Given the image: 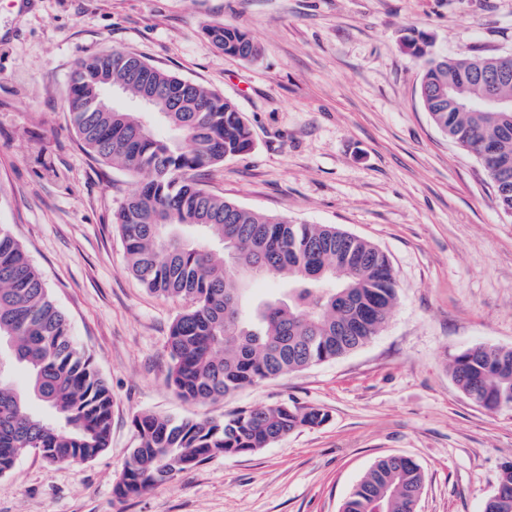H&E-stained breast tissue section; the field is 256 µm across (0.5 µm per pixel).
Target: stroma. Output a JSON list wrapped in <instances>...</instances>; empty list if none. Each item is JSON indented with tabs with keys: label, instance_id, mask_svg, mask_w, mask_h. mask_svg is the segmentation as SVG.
Segmentation results:
<instances>
[{
	"label": "stroma",
	"instance_id": "1",
	"mask_svg": "<svg viewBox=\"0 0 512 512\" xmlns=\"http://www.w3.org/2000/svg\"><path fill=\"white\" fill-rule=\"evenodd\" d=\"M216 23L248 31L260 57L216 48L203 31ZM412 29L440 56L509 53L512 0H0V224L112 390L109 448L86 462L22 456L0 476V512H340L389 455L424 472L417 512H482L512 463V408L473 403L448 364L512 347V215L424 110ZM114 49L237 104L254 147L205 173L211 193L388 257L397 298L367 344L217 401L177 396L166 342L190 302L129 271L113 216L137 181L91 158L65 107L75 65ZM284 402L329 418L114 497L137 415L220 420Z\"/></svg>",
	"mask_w": 512,
	"mask_h": 512
}]
</instances>
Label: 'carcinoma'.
<instances>
[{
  "mask_svg": "<svg viewBox=\"0 0 512 512\" xmlns=\"http://www.w3.org/2000/svg\"><path fill=\"white\" fill-rule=\"evenodd\" d=\"M205 34L224 53L254 60L258 45L237 27L212 24ZM404 46L422 62L419 98L434 124L457 145L496 154V200L512 211V112H460L441 96L452 82L457 99L492 92L512 100V74L470 70L472 55L438 58L425 34ZM125 85L137 99L144 87L173 88L180 77L115 49L80 63L66 107L83 148L95 160L132 172L138 188L115 214L128 269L149 291L182 296L190 306L171 323L168 381L187 403L221 399L245 387L336 359L367 343L388 319L397 288L387 257L372 243L323 224H292L208 191L199 172L247 154L252 133L236 103L196 82L183 89L182 112L95 110L99 76ZM163 122L170 135L153 130ZM282 278L280 297L247 308L258 275ZM27 375L17 387L0 365V476L28 452L64 463L90 461L112 437V392L76 342L65 314L10 230L0 225V340ZM449 370L464 393L491 404L512 402V348L459 352ZM328 415L295 404L258 405L216 421L136 416L138 445L130 450L118 499L218 456L267 448ZM424 474L390 456L354 486L342 512H415Z\"/></svg>",
  "mask_w": 512,
  "mask_h": 512,
  "instance_id": "1",
  "label": "carcinoma"
}]
</instances>
